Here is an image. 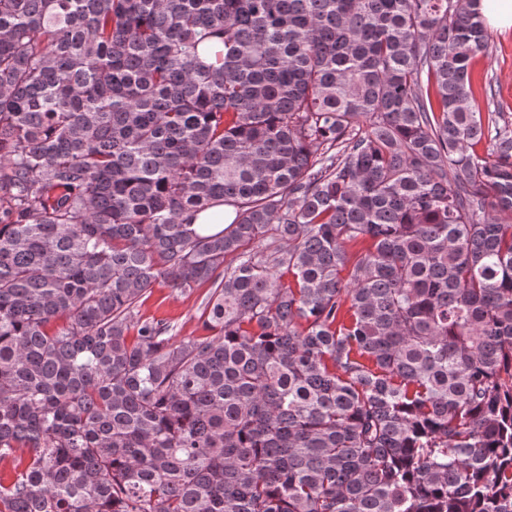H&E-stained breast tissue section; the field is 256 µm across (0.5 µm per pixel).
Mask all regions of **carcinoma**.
<instances>
[{"label": "carcinoma", "mask_w": 512, "mask_h": 512, "mask_svg": "<svg viewBox=\"0 0 512 512\" xmlns=\"http://www.w3.org/2000/svg\"><path fill=\"white\" fill-rule=\"evenodd\" d=\"M490 47L476 0H0V512H512ZM208 282V336L139 315ZM193 226L201 234H213L224 229V205H218L212 209L196 215Z\"/></svg>", "instance_id": "obj_1"}]
</instances>
